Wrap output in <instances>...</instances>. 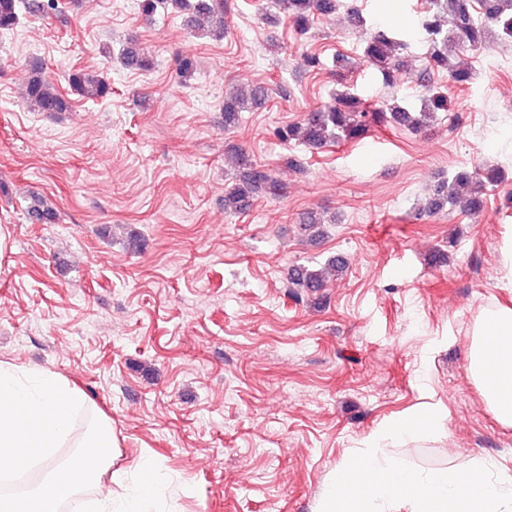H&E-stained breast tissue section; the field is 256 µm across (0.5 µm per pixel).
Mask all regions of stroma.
<instances>
[{"label": "stroma", "mask_w": 512, "mask_h": 512, "mask_svg": "<svg viewBox=\"0 0 512 512\" xmlns=\"http://www.w3.org/2000/svg\"><path fill=\"white\" fill-rule=\"evenodd\" d=\"M425 0H342L297 33L272 0H228L217 41L185 13L145 21L138 0H76L64 16L23 15L0 32V363L55 373L112 422V470L149 456L171 476L168 512H314L327 484L397 419L439 414L444 429L388 444L419 470L478 458L512 477V427L467 375L470 332L500 288L498 243L512 225V42L453 48L473 73L448 89L426 128L375 129L312 151L274 128L328 104L337 55L368 103H422L427 45L402 53L397 87L362 59L358 10L377 30L409 25ZM135 41L154 61L128 71ZM319 54L321 69L307 64ZM194 56L180 84L176 59ZM55 80L105 73L106 99L49 116L22 93L32 61ZM265 87L264 107L224 126L232 86ZM246 152L281 187L245 213L224 211ZM502 170L478 214L423 207L438 180ZM43 198L54 223L25 215ZM311 213L334 216L303 239ZM140 254L126 251L130 232ZM447 262L432 259L435 250ZM347 270L320 298L288 286L293 266L333 256ZM132 43L135 42H130L119 52L118 60L120 64L125 69L130 70L147 71L151 69L153 66L152 60L140 48L136 49L129 46Z\"/></svg>", "instance_id": "obj_1"}]
</instances>
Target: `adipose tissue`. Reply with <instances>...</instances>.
<instances>
[{
	"label": "adipose tissue",
	"instance_id": "ef3b65f1",
	"mask_svg": "<svg viewBox=\"0 0 512 512\" xmlns=\"http://www.w3.org/2000/svg\"><path fill=\"white\" fill-rule=\"evenodd\" d=\"M471 336L467 372L496 420L512 427V307L485 309ZM402 500L409 512H512V480L479 461L421 476L359 453L331 480L316 512H379Z\"/></svg>",
	"mask_w": 512,
	"mask_h": 512
}]
</instances>
